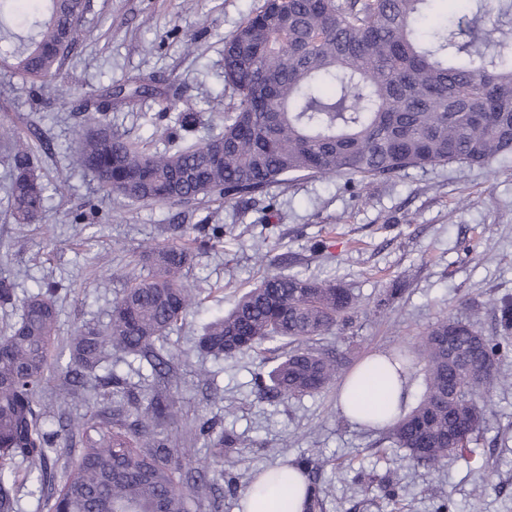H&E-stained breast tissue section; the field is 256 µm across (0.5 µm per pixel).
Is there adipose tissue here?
I'll return each mask as SVG.
<instances>
[{
	"label": "adipose tissue",
	"instance_id": "obj_1",
	"mask_svg": "<svg viewBox=\"0 0 512 512\" xmlns=\"http://www.w3.org/2000/svg\"><path fill=\"white\" fill-rule=\"evenodd\" d=\"M407 401V380L398 376L386 358L374 354L352 370L336 398L340 412L351 422L375 428L392 421ZM306 479L289 469L288 481L272 486L265 474L252 475L240 499L239 512H304Z\"/></svg>",
	"mask_w": 512,
	"mask_h": 512
}]
</instances>
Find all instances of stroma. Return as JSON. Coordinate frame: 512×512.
<instances>
[{
	"instance_id": "35a3bbf8",
	"label": "stroma",
	"mask_w": 512,
	"mask_h": 512,
	"mask_svg": "<svg viewBox=\"0 0 512 512\" xmlns=\"http://www.w3.org/2000/svg\"><path fill=\"white\" fill-rule=\"evenodd\" d=\"M264 0H86L80 34L51 83L33 86L0 74V279L18 297L59 281L57 336L66 344L83 323L103 325L128 279L147 275L134 262L144 246L180 242L195 224L224 227L221 247L197 253L187 275L203 293L182 329L164 341L171 373L154 383L147 362L108 352L104 371L135 392L158 385L180 412L177 447L207 461L211 451L194 439L193 420L215 419L233 434L221 469V512H237L249 476L266 468L315 459L321 505L316 512H512V352L498 365L508 386L491 394V412L473 459H455L435 472L411 460L381 432L357 426L336 407L337 385L295 399L257 393L277 345L232 358L200 354L194 339L213 317L227 313L267 274L331 277L359 294L363 308L350 325L325 337L330 352L358 363L393 352L443 314L499 333L496 309L512 300V155L487 168L453 163L411 170L364 186L348 176L299 178L236 203L199 199L147 204L107 193L72 159L87 114L86 100L110 84L143 74L181 110L202 122L181 133L180 144L222 132L230 103L224 83V39ZM160 98L109 112L114 130L134 141L169 146ZM29 145L47 186L46 211L36 224L10 215L6 157L16 142ZM95 201V218L75 214ZM402 296L387 310L388 289ZM393 483L396 499L384 494Z\"/></svg>"
}]
</instances>
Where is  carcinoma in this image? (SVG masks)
I'll return each mask as SVG.
<instances>
[{
  "label": "carcinoma",
  "mask_w": 512,
  "mask_h": 512,
  "mask_svg": "<svg viewBox=\"0 0 512 512\" xmlns=\"http://www.w3.org/2000/svg\"><path fill=\"white\" fill-rule=\"evenodd\" d=\"M434 0H265L224 40V82L233 106L216 137L175 152L132 142L112 130L108 109L154 95L138 77L105 90L87 119L76 163L109 192L144 203L215 196L226 203L262 195L299 177L348 175L390 180L409 169L453 162L487 166L512 153V57L493 33L512 39V0H474L479 22L469 32L446 25L422 35ZM85 0H0V67L31 82L55 78L78 39ZM186 128L194 113L167 99ZM11 213L32 224L45 211V188L34 158L19 144L10 155ZM193 241L216 248L224 225L200 224ZM188 244L153 247L138 261L151 274L133 279L113 301L109 322L85 323L55 351L57 282L17 301L0 279V304H20L18 320L0 334V512H16L15 464L48 512H192L207 507V472L221 463L231 436L200 418L196 434L216 449L204 466L174 448L178 413L168 395L138 398L97 391L74 420L45 403L56 375L85 389L110 349L144 358L170 373L157 343L179 328L197 304L183 278L194 258ZM357 297L334 279L271 274L207 324L196 347L214 357L253 351L269 342L289 350L258 392L285 398L316 393L339 377L341 362L314 343L348 322ZM503 335L442 317L406 349L387 354L423 376L424 391L404 415L383 427L386 438L429 470L467 459L487 419L478 393L499 382L496 365L512 330V304L501 308ZM455 343L446 345L448 333Z\"/></svg>",
  "instance_id": "cac0c4a2"
}]
</instances>
